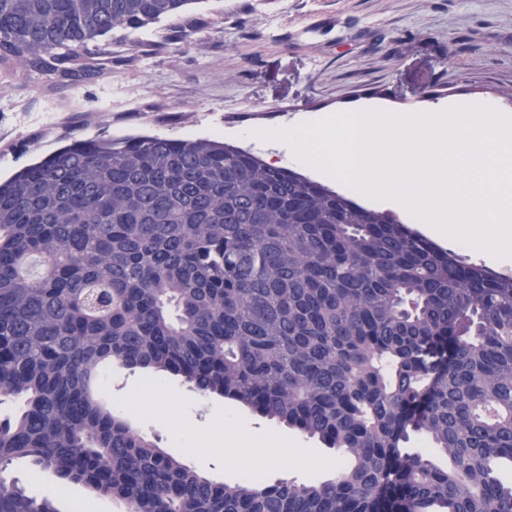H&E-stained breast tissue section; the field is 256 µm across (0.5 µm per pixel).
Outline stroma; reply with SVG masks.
I'll list each match as a JSON object with an SVG mask.
<instances>
[{
    "mask_svg": "<svg viewBox=\"0 0 512 512\" xmlns=\"http://www.w3.org/2000/svg\"><path fill=\"white\" fill-rule=\"evenodd\" d=\"M196 42L177 46L173 22L116 33V61L103 77L50 89L0 69V180L63 146L65 136L149 134L245 146L249 128L356 104L424 112L443 102L486 101L507 109L512 89V0H201ZM329 27H320L322 19ZM102 398L131 428L213 481L243 471L230 453L202 448L215 426L228 442L260 434L286 458L257 460L260 486L335 475L343 460L317 439L233 401L204 396L184 378L105 367ZM59 512H128L84 485L16 462L0 474Z\"/></svg>",
    "mask_w": 512,
    "mask_h": 512,
    "instance_id": "35a3bbf8",
    "label": "stroma"
}]
</instances>
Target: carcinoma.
<instances>
[{"instance_id":"obj_1","label":"carcinoma","mask_w":512,"mask_h":512,"mask_svg":"<svg viewBox=\"0 0 512 512\" xmlns=\"http://www.w3.org/2000/svg\"><path fill=\"white\" fill-rule=\"evenodd\" d=\"M198 0H0V67L97 81L115 31ZM183 377L318 438L336 476L216 483L102 402L103 367ZM0 468L129 512H512V277L211 139H71L0 182ZM420 433L428 451L404 447ZM446 456L439 467L433 456ZM0 512H59L0 479Z\"/></svg>"}]
</instances>
